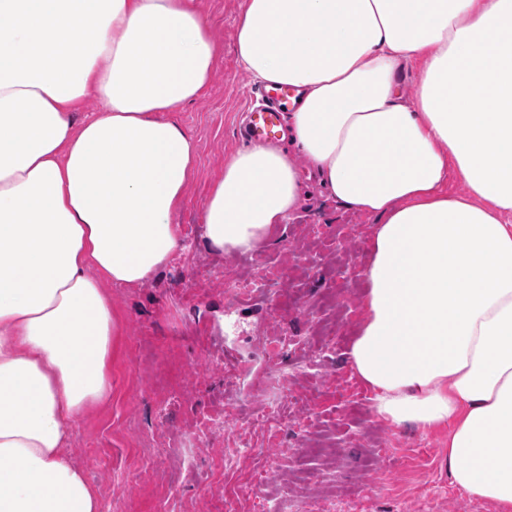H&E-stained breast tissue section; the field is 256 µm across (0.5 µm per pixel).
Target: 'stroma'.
Wrapping results in <instances>:
<instances>
[{"mask_svg": "<svg viewBox=\"0 0 512 512\" xmlns=\"http://www.w3.org/2000/svg\"><path fill=\"white\" fill-rule=\"evenodd\" d=\"M241 4L198 0L217 54L201 96L171 114L198 145L173 216L184 248L144 284L112 287V399L76 418L67 459L84 469L104 508L119 512H225L226 500L246 506L257 495L284 510L302 499L316 512H340L368 480L383 491L364 512H498L453 482L447 429L388 424L370 398L343 388L354 378L347 351L364 319L374 216L326 196L301 158L300 206L262 246L220 254L207 244L204 201L242 148L240 116L254 103L256 82L235 50ZM229 275L264 286L233 300L224 293ZM323 325L336 329L335 347H325ZM285 336L296 342L282 362L288 424L267 432L247 421L266 402L269 349ZM172 389L178 403L159 410ZM219 409L223 432L193 446L196 413ZM307 432L326 456L300 453ZM242 446L251 454L225 465Z\"/></svg>", "mask_w": 512, "mask_h": 512, "instance_id": "stroma-1", "label": "stroma"}]
</instances>
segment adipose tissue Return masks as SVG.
<instances>
[{"label":"adipose tissue","instance_id":"obj_1","mask_svg":"<svg viewBox=\"0 0 512 512\" xmlns=\"http://www.w3.org/2000/svg\"><path fill=\"white\" fill-rule=\"evenodd\" d=\"M235 45L302 90L290 139L324 192L378 218L349 350L374 414L447 427L454 483L512 512V0H245ZM215 56L196 0H0V512H102L69 427L111 397L109 287L181 247L198 147L169 114ZM299 202L287 150L238 151L206 241L255 250Z\"/></svg>","mask_w":512,"mask_h":512}]
</instances>
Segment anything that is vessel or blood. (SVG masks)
<instances>
[{"label":"vessel or blood","mask_w":512,"mask_h":512,"mask_svg":"<svg viewBox=\"0 0 512 512\" xmlns=\"http://www.w3.org/2000/svg\"><path fill=\"white\" fill-rule=\"evenodd\" d=\"M266 106L247 113L243 137L250 145L263 146L279 140L284 132L282 118L294 110L300 99L298 90L286 84H267L261 89Z\"/></svg>","instance_id":"1"}]
</instances>
